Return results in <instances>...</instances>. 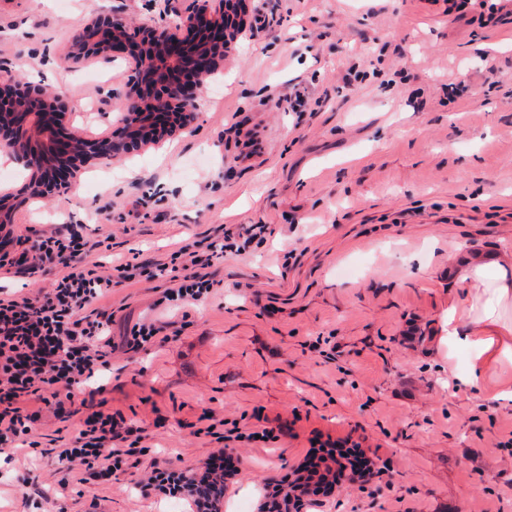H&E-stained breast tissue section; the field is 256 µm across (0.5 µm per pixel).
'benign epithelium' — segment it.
Segmentation results:
<instances>
[{"instance_id": "benign-epithelium-1", "label": "benign epithelium", "mask_w": 512, "mask_h": 512, "mask_svg": "<svg viewBox=\"0 0 512 512\" xmlns=\"http://www.w3.org/2000/svg\"><path fill=\"white\" fill-rule=\"evenodd\" d=\"M224 12V0L203 4L182 16V39L163 26L130 27L120 12L99 15L73 37L65 61L98 56L110 63L115 53L133 52L135 63L127 106L112 135L89 141L63 133L72 108L42 85L0 79V150L29 171L20 192L0 197V223L28 203L68 188V176L80 162L111 159L139 151L177 130L190 128L204 79L217 72L224 43L237 36L241 3Z\"/></svg>"}]
</instances>
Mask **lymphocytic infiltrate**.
Wrapping results in <instances>:
<instances>
[{
	"label": "lymphocytic infiltrate",
	"instance_id": "f902f5d3",
	"mask_svg": "<svg viewBox=\"0 0 512 512\" xmlns=\"http://www.w3.org/2000/svg\"><path fill=\"white\" fill-rule=\"evenodd\" d=\"M95 248L78 232L55 234L33 241L30 252L15 261L0 254V268L7 263L25 267L28 260L49 261L61 266L63 275L43 296L22 300L0 299V450L15 447L29 435L35 417L25 406L27 398L45 401L47 395L73 393L98 375L106 363L110 347L112 316L90 310L96 299L114 286L144 274L145 266L121 264L115 274L101 275L86 264ZM181 253L194 266L192 277L179 280L173 294L178 298L199 299L210 282L205 274L214 260L223 258L224 246L210 243L206 256L189 248ZM133 428L123 426L114 415L95 411L88 414L60 459L81 465L89 476H105L126 466L138 454ZM332 463L331 475L340 478L345 471L359 476L371 473L364 452L330 444L320 449L317 461L304 463L289 487L297 495H309L314 484H326L318 473L320 465ZM233 466L224 453L214 454L201 474H188L167 468H154L143 484L144 490L178 493L192 500L197 512H206L215 493L221 492Z\"/></svg>",
	"mask_w": 512,
	"mask_h": 512
}]
</instances>
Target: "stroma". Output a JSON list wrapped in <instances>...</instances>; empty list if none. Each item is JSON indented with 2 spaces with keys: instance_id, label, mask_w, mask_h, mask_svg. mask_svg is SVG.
<instances>
[{
  "instance_id": "1",
  "label": "stroma",
  "mask_w": 512,
  "mask_h": 512,
  "mask_svg": "<svg viewBox=\"0 0 512 512\" xmlns=\"http://www.w3.org/2000/svg\"><path fill=\"white\" fill-rule=\"evenodd\" d=\"M200 2L0 0V76L44 80L45 48L65 56L111 10L173 27ZM495 3L488 16L446 0H247L269 24L227 45L190 131L79 166L69 191L12 214L17 240L80 226L108 273L266 231L215 261L200 300L166 301V276L95 300L112 314L105 389L61 417L29 402L32 447L0 452V512H190L141 483L220 450L236 465L221 512H259L319 437L360 444L374 474L306 512H512V401L466 385L468 361L439 342L449 254L512 249V0ZM132 67L89 56L46 80L73 134H111ZM297 90L294 112L282 99ZM54 280L0 269V298ZM150 322L162 332L130 349ZM92 408L146 437L137 466L82 484L57 451Z\"/></svg>"
}]
</instances>
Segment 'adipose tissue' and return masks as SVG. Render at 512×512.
<instances>
[{
  "instance_id": "obj_1",
  "label": "adipose tissue",
  "mask_w": 512,
  "mask_h": 512,
  "mask_svg": "<svg viewBox=\"0 0 512 512\" xmlns=\"http://www.w3.org/2000/svg\"><path fill=\"white\" fill-rule=\"evenodd\" d=\"M460 293L448 304L442 336L470 353V383L512 364V252L449 256Z\"/></svg>"
}]
</instances>
